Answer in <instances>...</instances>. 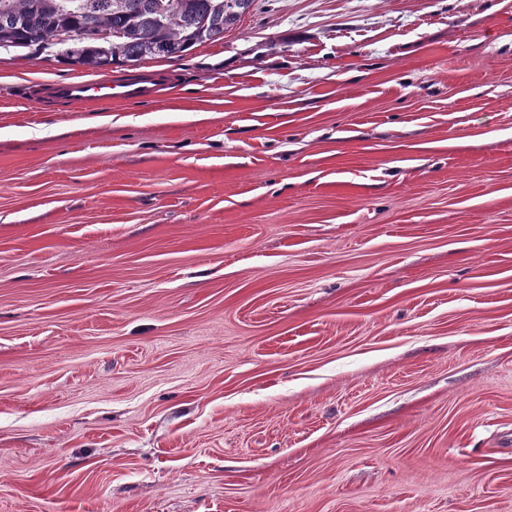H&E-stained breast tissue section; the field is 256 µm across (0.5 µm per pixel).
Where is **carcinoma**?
Instances as JSON below:
<instances>
[{
	"mask_svg": "<svg viewBox=\"0 0 512 512\" xmlns=\"http://www.w3.org/2000/svg\"><path fill=\"white\" fill-rule=\"evenodd\" d=\"M253 0H0V47L57 48L93 70L172 59L236 29Z\"/></svg>",
	"mask_w": 512,
	"mask_h": 512,
	"instance_id": "obj_1",
	"label": "carcinoma"
}]
</instances>
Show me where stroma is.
Wrapping results in <instances>:
<instances>
[{
  "mask_svg": "<svg viewBox=\"0 0 512 512\" xmlns=\"http://www.w3.org/2000/svg\"><path fill=\"white\" fill-rule=\"evenodd\" d=\"M142 66L0 48V512H512V0ZM173 75L160 69L142 70L130 75L117 74L108 80L67 82L46 81L35 85L34 96L40 100L112 104V100L148 101L157 99L173 82Z\"/></svg>",
  "mask_w": 512,
  "mask_h": 512,
  "instance_id": "1",
  "label": "stroma"
}]
</instances>
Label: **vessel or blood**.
<instances>
[{
	"label": "vessel or blood",
	"instance_id": "obj_1",
	"mask_svg": "<svg viewBox=\"0 0 512 512\" xmlns=\"http://www.w3.org/2000/svg\"><path fill=\"white\" fill-rule=\"evenodd\" d=\"M173 81L170 72L160 69L142 70L130 75L117 74L108 80L38 83L34 95L40 100L59 102L91 101L101 105L112 100L148 101L157 99Z\"/></svg>",
	"mask_w": 512,
	"mask_h": 512
}]
</instances>
